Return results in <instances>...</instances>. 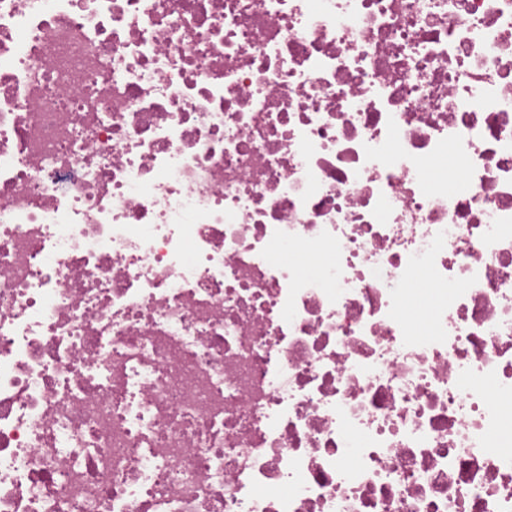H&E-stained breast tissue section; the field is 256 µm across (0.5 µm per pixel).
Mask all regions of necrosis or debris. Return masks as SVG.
Wrapping results in <instances>:
<instances>
[{"mask_svg":"<svg viewBox=\"0 0 512 512\" xmlns=\"http://www.w3.org/2000/svg\"><path fill=\"white\" fill-rule=\"evenodd\" d=\"M507 405L512 0H0V512H512Z\"/></svg>","mask_w":512,"mask_h":512,"instance_id":"1","label":"necrosis or debris"}]
</instances>
